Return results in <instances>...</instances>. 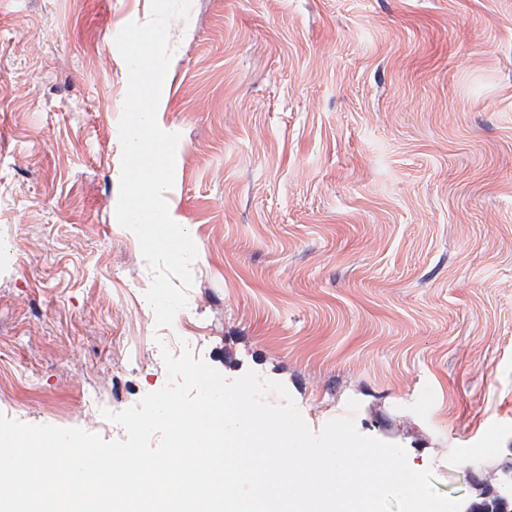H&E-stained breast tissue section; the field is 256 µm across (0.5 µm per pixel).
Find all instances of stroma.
Wrapping results in <instances>:
<instances>
[{
  "instance_id": "35a3bbf8",
  "label": "stroma",
  "mask_w": 512,
  "mask_h": 512,
  "mask_svg": "<svg viewBox=\"0 0 512 512\" xmlns=\"http://www.w3.org/2000/svg\"><path fill=\"white\" fill-rule=\"evenodd\" d=\"M150 0H0V413L122 440L158 336L352 419L445 496L512 461V0H193L168 27L166 196L198 256L157 327L116 220Z\"/></svg>"
}]
</instances>
